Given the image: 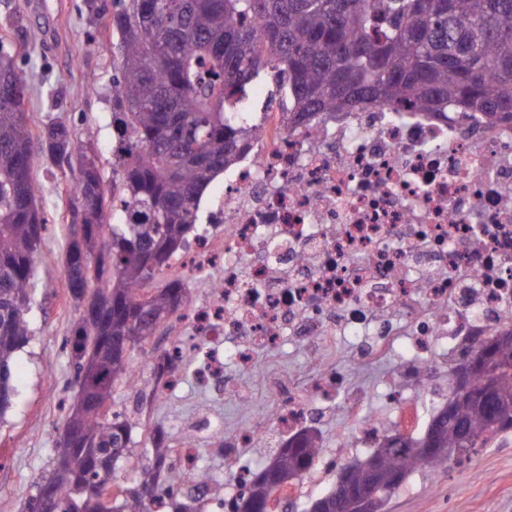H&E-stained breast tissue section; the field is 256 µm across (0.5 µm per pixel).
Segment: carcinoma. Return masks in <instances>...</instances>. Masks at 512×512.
I'll use <instances>...</instances> for the list:
<instances>
[{
    "instance_id": "carcinoma-1",
    "label": "carcinoma",
    "mask_w": 512,
    "mask_h": 512,
    "mask_svg": "<svg viewBox=\"0 0 512 512\" xmlns=\"http://www.w3.org/2000/svg\"><path fill=\"white\" fill-rule=\"evenodd\" d=\"M112 35L121 80L112 94L113 165L121 183L107 188L99 159L68 129L42 137L27 127L26 77L0 45V419L11 408L16 354L29 341L28 313L43 217L31 177L36 157L74 163L66 285L83 307L70 344L77 400L47 480L55 512H103L76 495L82 486L115 489L111 512H200L205 469L186 470L168 439L143 446L130 485L117 480L132 424L109 409L115 385L152 386L132 357L186 302L183 281L146 287L190 245L205 189L235 164L261 124L237 101L262 73L287 78L294 124L322 112L397 105L421 112H487L512 118V0H114ZM114 217H109V213ZM481 360L463 389L450 388L439 412V447L393 433L364 457L341 465L383 480L373 512L418 471L435 476L512 432V331L489 336L459 359ZM323 448L321 433L281 444L266 463L248 467L249 488L232 512H270L274 492L300 481Z\"/></svg>"
}]
</instances>
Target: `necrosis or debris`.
<instances>
[{
  "instance_id": "1",
  "label": "necrosis or debris",
  "mask_w": 512,
  "mask_h": 512,
  "mask_svg": "<svg viewBox=\"0 0 512 512\" xmlns=\"http://www.w3.org/2000/svg\"><path fill=\"white\" fill-rule=\"evenodd\" d=\"M268 80L272 93L239 102L265 132L225 169L208 211L224 241L205 238L184 261L223 274L174 324L195 330L199 377L239 402L252 392L226 364L253 371L287 340L313 359L306 377L266 384L271 419L225 438L226 459L316 427L337 404L366 452L420 425L449 351L512 329V119L370 105L295 126L282 81ZM339 339L361 364L402 351L391 425L362 419L367 392L321 363Z\"/></svg>"
}]
</instances>
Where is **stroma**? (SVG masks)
<instances>
[{
    "label": "stroma",
    "instance_id": "stroma-1",
    "mask_svg": "<svg viewBox=\"0 0 512 512\" xmlns=\"http://www.w3.org/2000/svg\"><path fill=\"white\" fill-rule=\"evenodd\" d=\"M99 28H90L84 0H0V46L10 53L28 83L25 108L33 136L53 124L66 126L75 139L94 133V150L104 181H112L110 99L120 73L107 45L112 32V0H98ZM98 92H90L89 78ZM32 177L38 185L37 204L47 221L38 259L34 303L28 315L31 336L13 367L12 406L0 420V512H28L57 464L60 439L76 388L75 363L65 341L79 310L65 291V251L70 222L68 191L79 169L67 163L36 158ZM346 379L364 387L370 399L364 414L390 420L392 406L386 383L401 364L400 354L361 366L341 350L324 357ZM310 358L301 345L289 342L264 357L259 368L244 374L245 384L261 390L272 375L302 376ZM182 379L161 398L138 402L135 391L117 385L114 401L128 413L133 439L144 444L155 427L169 438L181 437L187 422L206 413L216 417L225 433H233L268 412L263 398L251 407L213 392L197 375V361L186 357ZM199 464L216 477L231 480L238 464L264 460L267 446L241 449L237 461L224 460L212 441L196 442ZM389 512H512V434L482 449L468 464L451 467L438 477L413 474L393 497Z\"/></svg>",
    "mask_w": 512,
    "mask_h": 512
}]
</instances>
